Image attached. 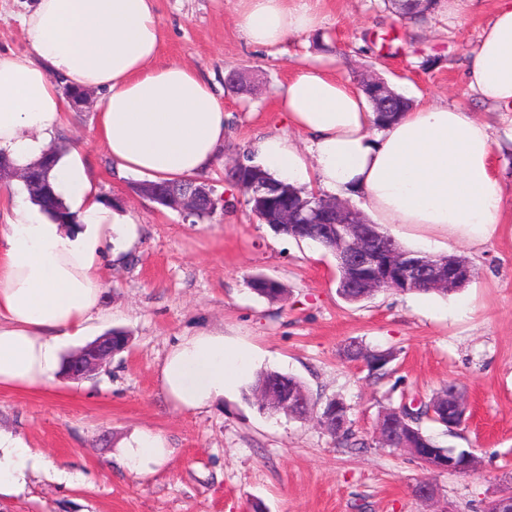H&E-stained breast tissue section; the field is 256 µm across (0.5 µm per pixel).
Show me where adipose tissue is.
<instances>
[{"mask_svg":"<svg viewBox=\"0 0 512 512\" xmlns=\"http://www.w3.org/2000/svg\"><path fill=\"white\" fill-rule=\"evenodd\" d=\"M320 2L234 0V23L249 45L273 47L320 28ZM494 2L465 78L512 131V0ZM21 23L28 50L0 53V153L16 167L38 162L68 122L67 85L98 93L96 137L116 174L159 182L211 172L224 146V106L199 71L159 62L155 0H29ZM276 106L288 133L263 135L251 148L252 164L274 180L340 200L363 197L372 223L434 236L446 248L499 234L503 196L488 121L428 102L376 127L366 95L329 55L296 66ZM50 182L81 215L80 227L0 198V390L38 391L62 370L64 348L104 317V265L136 234L101 200L79 150L61 157ZM254 358L202 333L182 339L159 378L177 408L196 411L223 399ZM123 448L125 466L141 475L169 455L146 429ZM44 466L24 437L0 428V502L25 494Z\"/></svg>","mask_w":512,"mask_h":512,"instance_id":"ef3b65f1","label":"adipose tissue"}]
</instances>
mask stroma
<instances>
[{"label":"stroma","instance_id":"35a3bbf8","mask_svg":"<svg viewBox=\"0 0 512 512\" xmlns=\"http://www.w3.org/2000/svg\"><path fill=\"white\" fill-rule=\"evenodd\" d=\"M156 4L161 59L199 70L224 102V150L206 178L222 204L196 223L135 194L137 176L117 177L95 136L97 95L71 113L55 148L89 158L101 197L121 199L138 237L103 269L105 323H93L65 353L109 329L125 332L128 345L86 378L0 391V426L29 440L50 467L79 476L69 485L34 476L0 512H484L512 494V230L458 247L473 274L457 291H388L350 304L336 292L334 255L259 223L224 175L258 136L287 132L276 92L295 66L320 54L335 57L352 81L372 71L410 100L442 98L485 114L463 72L492 17L490 0H476L463 21L434 12L422 23L399 20L384 0H323L322 28L263 50L238 32L233 0ZM23 11L24 0H0L1 53L26 50ZM256 274L283 284L285 297H258L248 284ZM202 331L251 348L255 371L293 376L318 402L343 400L353 429L370 442L384 408L456 382L465 424L454 434L436 424L428 431L477 464L454 473L372 443L339 447L317 419L259 413L244 382L223 402L178 409L161 389L159 367L183 337ZM351 342L393 351L390 375L370 380L344 356ZM138 429L161 435L170 450L146 476L119 462V441ZM424 481L433 501L415 493Z\"/></svg>","mask_w":512,"mask_h":512}]
</instances>
